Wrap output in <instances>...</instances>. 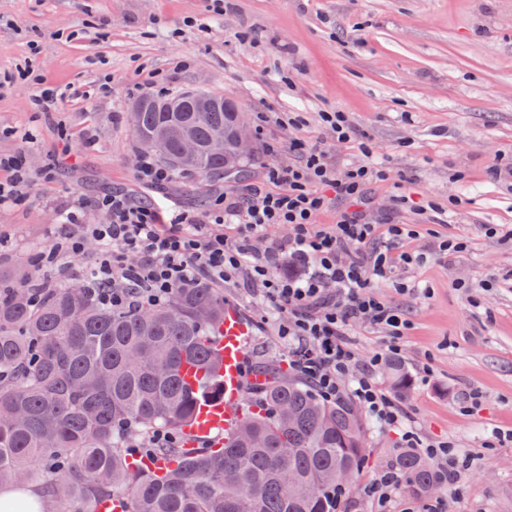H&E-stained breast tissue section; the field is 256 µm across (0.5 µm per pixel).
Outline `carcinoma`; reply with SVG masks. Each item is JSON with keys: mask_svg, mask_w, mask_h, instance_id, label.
I'll return each instance as SVG.
<instances>
[{"mask_svg": "<svg viewBox=\"0 0 512 512\" xmlns=\"http://www.w3.org/2000/svg\"><path fill=\"white\" fill-rule=\"evenodd\" d=\"M129 121L146 137L165 131L156 150L164 163L194 138L197 159L171 170L202 182L224 176V149L211 142L224 110L148 108ZM223 322L224 296L203 281L174 289L162 306L114 310L84 283L75 294L40 270L1 274L0 489L37 487L31 512H95L104 498L122 500L124 512H339L329 491L337 472L364 467L367 424L352 399L327 402L295 380L262 384L258 411L219 449L157 448L174 461L160 475L130 467L129 436L180 434L200 402L224 393L213 348ZM187 363L204 376L195 391L182 377ZM390 380L401 394L412 383L399 362ZM248 432L255 442L240 444ZM392 468L418 497L440 484L412 448L398 450Z\"/></svg>", "mask_w": 512, "mask_h": 512, "instance_id": "cac0c4a2", "label": "carcinoma"}]
</instances>
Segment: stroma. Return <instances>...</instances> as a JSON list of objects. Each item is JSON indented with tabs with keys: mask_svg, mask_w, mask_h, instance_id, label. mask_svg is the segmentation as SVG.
<instances>
[{
	"mask_svg": "<svg viewBox=\"0 0 512 512\" xmlns=\"http://www.w3.org/2000/svg\"><path fill=\"white\" fill-rule=\"evenodd\" d=\"M25 67L38 82L19 78ZM106 78L111 90L99 93ZM42 86L63 92L61 111H34ZM148 87L223 95L251 118L267 113L254 132L251 187H264L267 166L291 162L293 138L331 142L337 169L360 163L357 143H335L321 123L323 111L345 112L390 170V181L367 190L374 216L415 225L416 249L437 236L466 242L452 263L433 256L408 270L431 298L382 294L412 322L404 401L418 435L479 456L449 512H512V444L493 441L512 430V0H230L219 13L211 0H0V154L30 134L26 160L38 176L24 199L0 207V270L30 268L52 249L73 196L90 199L82 221L98 224L93 201L107 192L149 200L166 216L206 212L236 188L203 187L190 174L161 187L138 179L142 150L128 116ZM292 113L305 126L289 127ZM399 192L425 213L395 207ZM460 280L469 291L456 290ZM223 294L249 324V367L287 377L267 306L240 283ZM473 389L483 405L462 414ZM400 445L399 430L373 426L343 512H370L363 489Z\"/></svg>",
	"mask_w": 512,
	"mask_h": 512,
	"instance_id": "35a3bbf8",
	"label": "stroma"
}]
</instances>
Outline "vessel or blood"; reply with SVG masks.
<instances>
[{
	"label": "vessel or blood",
	"mask_w": 512,
	"mask_h": 512,
	"mask_svg": "<svg viewBox=\"0 0 512 512\" xmlns=\"http://www.w3.org/2000/svg\"><path fill=\"white\" fill-rule=\"evenodd\" d=\"M251 340L249 327L239 312L224 310V323L219 329L215 351L223 362L224 393L222 398L202 403L191 426L185 432L196 440H206L217 432L232 435L244 414L246 388L256 383L247 374L246 358Z\"/></svg>",
	"instance_id": "vessel-or-blood-1"
}]
</instances>
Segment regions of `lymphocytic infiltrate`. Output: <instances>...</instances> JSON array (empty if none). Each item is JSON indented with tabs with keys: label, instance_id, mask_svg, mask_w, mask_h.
Here are the masks:
<instances>
[{
	"label": "lymphocytic infiltrate",
	"instance_id": "f902f5d3",
	"mask_svg": "<svg viewBox=\"0 0 512 512\" xmlns=\"http://www.w3.org/2000/svg\"><path fill=\"white\" fill-rule=\"evenodd\" d=\"M19 144L0 155V205L19 199L32 184ZM288 150L296 163L267 167V189L227 191L205 217L184 212L162 221L158 212L115 192L98 198L104 220L74 231L57 228L47 265L83 254L87 239L99 245L92 270L103 305L123 309L135 304L166 302L174 288L201 279L220 286L240 282L252 289L277 315L276 331L291 346L289 365L317 395L333 401L351 395L382 427L402 429L405 447L419 449L431 462L452 498H461V478L474 463L449 441H424L408 430L410 409L385 391L376 371L402 353V339L412 323L384 299L380 287L396 293L420 292L407 278L422 263L423 252L406 249L418 232L410 224L378 223L365 197L368 185L388 180L387 168L366 163L338 171L327 160L325 142L295 138ZM349 200L335 223L317 217L333 197ZM230 225L231 233L221 232ZM285 224L287 237L265 242L268 228ZM362 325L384 334L383 351L358 363L348 341Z\"/></svg>",
	"mask_w": 512,
	"mask_h": 512
}]
</instances>
